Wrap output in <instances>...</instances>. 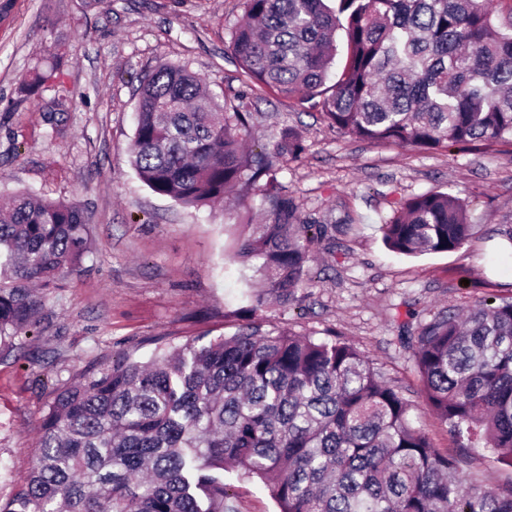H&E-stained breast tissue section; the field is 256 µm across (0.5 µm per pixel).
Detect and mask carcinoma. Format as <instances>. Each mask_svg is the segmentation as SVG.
<instances>
[{
    "label": "carcinoma",
    "mask_w": 512,
    "mask_h": 512,
    "mask_svg": "<svg viewBox=\"0 0 512 512\" xmlns=\"http://www.w3.org/2000/svg\"><path fill=\"white\" fill-rule=\"evenodd\" d=\"M227 47L249 81L321 108L339 133L424 150L512 142V0H244ZM346 57L333 85L337 32ZM65 53L21 89L62 91ZM249 113L164 63L145 77L129 161L156 194L208 206L261 192L238 258L260 278L244 312L306 285L309 224L281 195L271 156L245 147ZM74 202L29 193L0 209V350L37 327L43 292L90 252ZM467 205L415 195L382 224L399 254L457 251ZM426 402L463 448L512 468V299L439 313L404 338ZM410 403L350 342L246 325L232 336L120 359L53 392L26 489L0 512H236L224 473L256 478L279 512H512V488L459 474L409 418Z\"/></svg>",
    "instance_id": "cac0c4a2"
}]
</instances>
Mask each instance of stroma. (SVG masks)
<instances>
[{
    "label": "stroma",
    "mask_w": 512,
    "mask_h": 512,
    "mask_svg": "<svg viewBox=\"0 0 512 512\" xmlns=\"http://www.w3.org/2000/svg\"><path fill=\"white\" fill-rule=\"evenodd\" d=\"M243 14V0H0V201L29 192L76 202L91 230L89 256L47 295L40 327L0 352V502L28 484L56 388L114 357L144 364L157 347L229 336L249 322L347 339L401 388L436 447L455 448L400 338L413 320L512 297V251L500 235L512 224V143L425 151L338 134L320 111L247 86L226 51ZM57 47L69 53L63 91L21 92V79ZM162 62L199 74L226 109L246 106L248 145L274 154L282 193L303 219L333 225L290 303L243 312L249 271L235 250L243 225L262 218L255 187L212 209L184 207L154 194L130 165L137 89ZM54 100L65 122L52 136ZM292 132L305 147L295 160L277 153ZM428 191L467 202L468 240L448 253L389 251L382 224L401 201ZM461 473L512 486V469L486 450L467 453ZM225 481L236 512H278L261 482Z\"/></svg>",
    "instance_id": "obj_1"
}]
</instances>
